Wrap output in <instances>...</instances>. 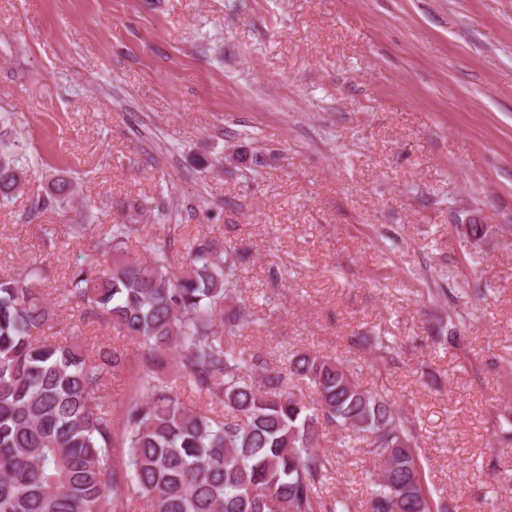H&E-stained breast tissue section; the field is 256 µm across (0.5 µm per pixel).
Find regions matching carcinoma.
Returning <instances> with one entry per match:
<instances>
[{"label": "carcinoma", "mask_w": 512, "mask_h": 512, "mask_svg": "<svg viewBox=\"0 0 512 512\" xmlns=\"http://www.w3.org/2000/svg\"><path fill=\"white\" fill-rule=\"evenodd\" d=\"M30 170L28 143L1 131L0 205ZM74 196L70 177L58 175L35 208L63 211ZM78 219L65 233L97 228L89 209ZM142 229L107 225L52 299L42 266L0 275V512H350L345 499H322L336 466L319 449L327 428L348 431L339 445L359 442L378 464L361 472L369 512H447L428 485L419 429L389 396L363 388L335 356L286 349L273 366L241 346L254 329L239 288L246 253L206 233L181 239L171 224L131 257ZM68 306L79 320L59 328ZM90 319L139 349L119 431L103 380L127 356L85 350L80 325ZM434 339L457 348L463 337L440 321ZM351 341L393 359L386 339Z\"/></svg>", "instance_id": "cac0c4a2"}]
</instances>
